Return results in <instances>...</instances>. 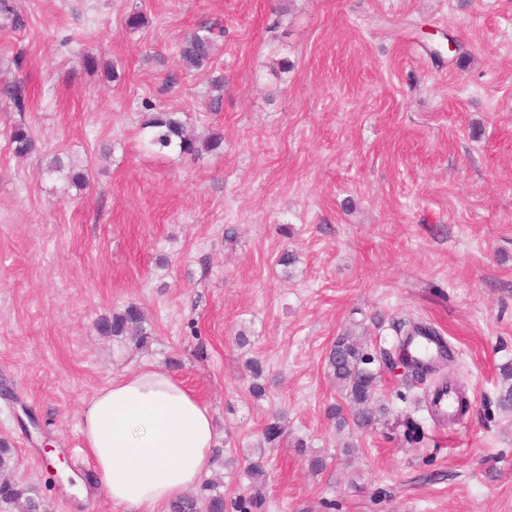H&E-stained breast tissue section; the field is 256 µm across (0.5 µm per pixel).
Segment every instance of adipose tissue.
<instances>
[{
	"instance_id": "ef3b65f1",
	"label": "adipose tissue",
	"mask_w": 512,
	"mask_h": 512,
	"mask_svg": "<svg viewBox=\"0 0 512 512\" xmlns=\"http://www.w3.org/2000/svg\"><path fill=\"white\" fill-rule=\"evenodd\" d=\"M80 433L97 481L125 512H165L209 469L208 408L175 375L145 366L99 389Z\"/></svg>"
}]
</instances>
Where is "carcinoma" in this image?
Listing matches in <instances>:
<instances>
[{
    "instance_id": "cac0c4a2",
    "label": "carcinoma",
    "mask_w": 512,
    "mask_h": 512,
    "mask_svg": "<svg viewBox=\"0 0 512 512\" xmlns=\"http://www.w3.org/2000/svg\"><path fill=\"white\" fill-rule=\"evenodd\" d=\"M0 17L3 25L17 28L23 25V18L12 0H0ZM215 49V38L211 29L204 27L188 34L180 47L182 66L199 69L210 62ZM0 99L8 101L18 112L28 108L29 96L25 83L21 80L0 81ZM149 129V143L161 150L174 149L181 155L199 156L204 152L219 150L224 137L213 131L205 137H197L188 132L185 123L175 112H157L145 123ZM8 147L17 157H27L36 151V141L29 126L24 123L14 125L8 136ZM50 168L54 172L67 171L70 184L78 189L87 185V175L71 164L64 163L56 156ZM144 311L135 304L98 318L96 328L104 336H132L137 342H147L151 332ZM370 357L361 344L350 336H342L333 345L328 356L330 375L336 387L343 394L351 411L353 425L366 429L379 420L382 411L375 405L374 395L377 383L376 374L368 368ZM249 370L253 375L250 387L252 394L259 398L265 395V387L258 383L263 375L259 361L251 360ZM0 502L13 504L21 512H41L42 504L29 495L26 488L12 481L0 483ZM266 498L261 489L234 501L236 512H263ZM169 512H226L224 493L216 484H207L199 494H187L173 501Z\"/></svg>"
}]
</instances>
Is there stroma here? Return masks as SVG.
<instances>
[{"label": "stroma", "mask_w": 512, "mask_h": 512, "mask_svg": "<svg viewBox=\"0 0 512 512\" xmlns=\"http://www.w3.org/2000/svg\"><path fill=\"white\" fill-rule=\"evenodd\" d=\"M14 3L25 25L0 29V78L24 80L33 104L0 101L11 480L47 512H117L80 413L153 363L209 408L231 464L208 477L227 502L248 495L260 453L266 512H512V409L499 403L512 369V0ZM136 11L145 28L128 27ZM205 23L224 31L213 59L184 69L180 42ZM447 33L465 66L431 56ZM155 111L220 131L223 147H151ZM18 123L37 140L25 158L7 146ZM56 156L88 170V187L48 171ZM129 304L149 319L147 347L95 326ZM401 320L434 327L450 361L413 376ZM348 330L389 410L363 431L331 415L346 401L328 354ZM444 378L470 402L449 422L425 403ZM275 414L286 428L269 443Z\"/></svg>", "instance_id": "1"}]
</instances>
